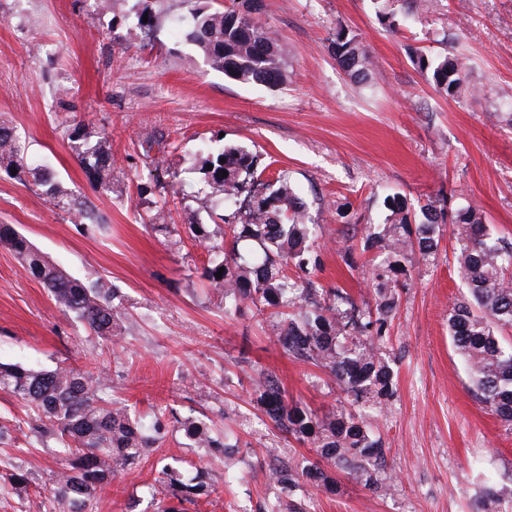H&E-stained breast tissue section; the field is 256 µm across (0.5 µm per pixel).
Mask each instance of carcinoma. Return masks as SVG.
<instances>
[{
    "mask_svg": "<svg viewBox=\"0 0 512 512\" xmlns=\"http://www.w3.org/2000/svg\"><path fill=\"white\" fill-rule=\"evenodd\" d=\"M222 10L192 9L183 27L184 40L200 51L212 69L246 84L278 87L286 82L280 50L272 32L258 20L261 0H230ZM380 17L390 31L421 20L422 0H377ZM404 5L398 15L396 3ZM330 48L337 63L357 82L367 80L371 57L359 34L339 27ZM411 64L432 72L436 90L460 102L475 94L469 79V59L461 49L429 56L406 46ZM59 127L69 140L87 176L100 189L112 192V146L90 140L83 122L64 117ZM178 147L162 138L148 141L144 157L150 160L154 187L150 227L172 237L186 233L204 245L206 259L200 271L210 288L224 299V315L245 308L265 316L273 337L288 355L312 365L333 379L346 395V405L318 412L288 401L278 380L258 372L253 402L282 434L309 443L315 456L293 466L280 463L269 480L284 489L311 487L334 490L336 470L370 491L387 495L390 484L380 478L385 441L375 434L361 408L392 390L394 371L380 355L407 286V265L436 259L442 225H455L454 265L467 294L448 313V334L467 363L475 396L512 430V344L498 330L512 328V238L489 232L483 212L467 200L450 206L446 197L414 207L400 193L384 198L388 211L382 224L365 225L363 252L375 251L370 275L374 303L357 304L342 288H319L308 278L288 274L319 265L309 239L314 224L306 204L296 196L288 170L266 175L268 166L240 143L210 146L204 156H181L190 170L203 174L210 191L196 198L197 210L220 219L228 240L211 241L205 225L190 221L167 223L171 206L182 201L177 172L163 171L166 156ZM0 167L27 168L25 147L16 130L0 122ZM227 176H222V171ZM41 195L66 208L82 224L103 229L93 207L78 198L63 200L59 183L48 172L37 179ZM232 201L221 214L219 204ZM0 248L10 252L46 288L63 313L103 339L122 335L124 298L100 278L80 280L51 263L23 233L0 224ZM221 277H215L219 268ZM0 390L20 401L31 414L30 432L41 441L63 449L65 462L51 489L55 512H92L97 496L120 470L132 471L145 462L165 437L161 409L147 433L130 407L114 396V386L99 369L80 370L65 364L34 369L0 362ZM197 448L208 449V468L188 478L172 464H163L146 492L157 499V512H190L209 502L216 487L213 476L233 466L235 445L214 437L210 427L191 416L171 414Z\"/></svg>",
    "mask_w": 512,
    "mask_h": 512,
    "instance_id": "cac0c4a2",
    "label": "carcinoma"
}]
</instances>
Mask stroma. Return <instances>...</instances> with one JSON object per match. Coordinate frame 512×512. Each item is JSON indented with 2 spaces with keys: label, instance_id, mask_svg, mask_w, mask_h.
<instances>
[{
  "label": "stroma",
  "instance_id": "35a3bbf8",
  "mask_svg": "<svg viewBox=\"0 0 512 512\" xmlns=\"http://www.w3.org/2000/svg\"><path fill=\"white\" fill-rule=\"evenodd\" d=\"M137 0L119 17L92 0H0V118L26 143L29 171L0 168V224H12L69 275L102 277L125 298L119 342L87 336L42 285L0 249V362L51 368L107 369L119 395L152 424L159 407L205 415L237 444L232 477L215 512H267L276 500L305 512H476L485 492L512 512V430L476 399L469 371L448 336V310L464 293L453 265L456 239L444 227L436 260L410 270L389 337L381 349L394 370L392 390L365 409L387 446L379 496L345 476L329 493L288 492L269 482V449L281 458L313 457L310 444H284L250 403L257 370L277 377L289 399L323 412L343 395L320 370L293 360L265 337L261 316L224 315V301L201 278H188L203 247L171 245L141 222L152 199L142 156L165 135L181 149L223 138L288 169L296 194L317 220L313 279L359 302L373 298L364 265L361 219L383 220V199L409 202L455 189L484 214L497 235L512 234V0H427L422 25L408 36L385 29L375 0H263L260 21L273 30L287 64L285 85L243 84L212 70L180 35L192 9L224 0H148L151 33L136 24ZM360 34L372 56L367 83H354L327 46L337 27ZM466 29L463 44L480 95L460 102L434 89L409 62L405 46L445 53L438 31ZM82 120L107 137L117 164L112 191L85 176L58 121ZM93 204L101 230L77 224L39 193L37 170ZM346 216H339V209ZM0 421L12 440L0 445V512L35 507L34 488L50 490L62 456L29 431L26 409L0 391ZM193 470L207 459L184 433L169 434L140 468L118 475L93 512H153L144 492L158 459ZM27 475L28 484L18 482Z\"/></svg>",
  "mask_w": 512,
  "mask_h": 512
}]
</instances>
